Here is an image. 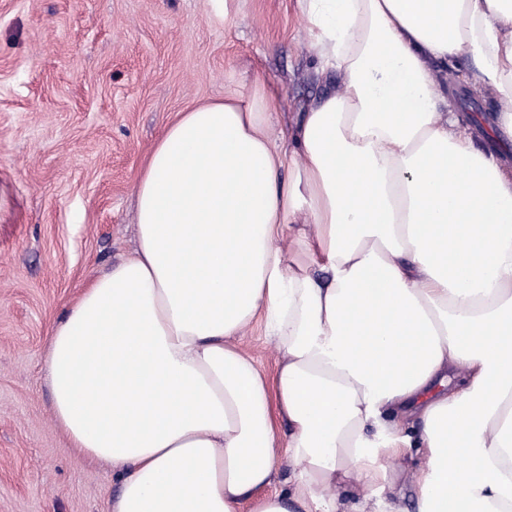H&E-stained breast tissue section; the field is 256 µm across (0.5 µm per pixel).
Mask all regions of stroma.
<instances>
[{
  "instance_id": "35a3bbf8",
  "label": "stroma",
  "mask_w": 512,
  "mask_h": 512,
  "mask_svg": "<svg viewBox=\"0 0 512 512\" xmlns=\"http://www.w3.org/2000/svg\"><path fill=\"white\" fill-rule=\"evenodd\" d=\"M467 67L448 90L481 125L494 99L456 80ZM260 87L286 133L333 89L297 0H0V512H108L115 472L52 419L50 333L133 253L134 188L177 113ZM237 344L274 380L262 321Z\"/></svg>"
}]
</instances>
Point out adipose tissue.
<instances>
[{
    "label": "adipose tissue",
    "instance_id": "ef3b65f1",
    "mask_svg": "<svg viewBox=\"0 0 512 512\" xmlns=\"http://www.w3.org/2000/svg\"><path fill=\"white\" fill-rule=\"evenodd\" d=\"M298 4L339 90L285 149L265 91L178 113L137 249L51 332L53 416L117 472L109 512H404L402 479L417 512H512V165L437 71L469 61L512 140V0ZM258 317L271 383L231 343Z\"/></svg>",
    "mask_w": 512,
    "mask_h": 512
}]
</instances>
